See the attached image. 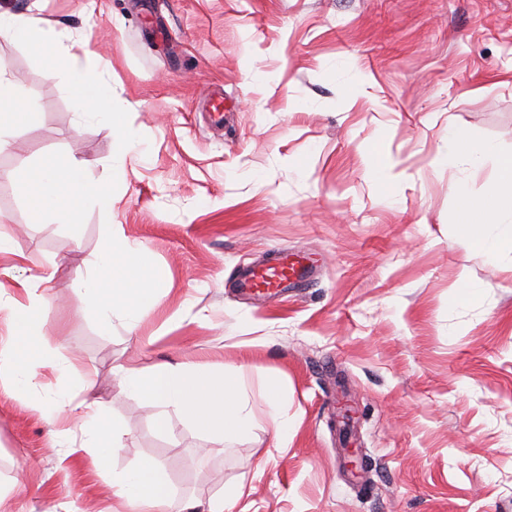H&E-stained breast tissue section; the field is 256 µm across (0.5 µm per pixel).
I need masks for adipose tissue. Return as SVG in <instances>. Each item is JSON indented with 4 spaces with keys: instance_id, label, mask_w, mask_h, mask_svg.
Returning a JSON list of instances; mask_svg holds the SVG:
<instances>
[{
    "instance_id": "obj_1",
    "label": "adipose tissue",
    "mask_w": 512,
    "mask_h": 512,
    "mask_svg": "<svg viewBox=\"0 0 512 512\" xmlns=\"http://www.w3.org/2000/svg\"><path fill=\"white\" fill-rule=\"evenodd\" d=\"M42 0H32L26 11L0 7V38L22 42L46 63L48 77L60 79L70 97L78 120L91 119L109 124L117 143L112 172H125L126 159L137 141L120 113L112 107V96L90 94L95 78L82 63L64 30L42 16ZM19 81L6 67H0V150L7 147L27 114L18 96ZM448 151L468 163L495 156L498 167L512 175V153L495 154L491 144L469 140L463 133L448 134ZM27 196L32 219L37 224L77 223L85 206L102 212L112 209V186L92 176L87 162L67 152L45 156L23 166L15 174ZM460 207L477 218L478 231H464L466 244L487 252H512V193L490 187L485 198L461 196ZM144 252L112 225L89 274L75 281L74 289L85 301V313L105 329L114 324L137 326L142 307L140 296L151 290L153 281L143 279ZM52 274L17 279L20 298L0 300V313L11 324L7 336H0V386L31 396L32 404L50 420L80 416L84 425L81 450L88 453L98 471L111 472L107 437H120V427H107L103 412L75 399L71 388L36 395L44 368L51 361L34 347L33 341L44 324L43 312L50 299L43 290ZM28 345L26 358L17 359L19 345ZM122 386L132 397L159 408L175 407L189 422L204 427L217 441L239 439L255 426V414L238 375L230 370H213L200 364H182L155 373L135 367H120ZM112 497L124 512H162L170 497V486L154 461L144 460L131 470L111 472Z\"/></svg>"
}]
</instances>
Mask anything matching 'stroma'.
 Returning a JSON list of instances; mask_svg holds the SVG:
<instances>
[{
	"label": "stroma",
	"mask_w": 512,
	"mask_h": 512,
	"mask_svg": "<svg viewBox=\"0 0 512 512\" xmlns=\"http://www.w3.org/2000/svg\"><path fill=\"white\" fill-rule=\"evenodd\" d=\"M85 2L42 14L88 42L140 142L123 179L111 129L78 123L44 63L0 39L31 112L0 151V286L55 272L39 343L61 366L43 392L81 381L123 431L113 471L159 463L166 512L231 489L232 512H512V252L458 242L455 193L512 177L494 156L448 152L455 129L512 153V0H96L90 15ZM57 151L111 179V213L33 223L13 173ZM373 153L396 161L400 187ZM114 224L157 279L132 331L85 317L73 289ZM283 252L313 268L306 288L238 293L241 271ZM184 362L243 376L249 436L218 442L173 409L159 429L112 373ZM271 383L294 425L284 449ZM80 442L0 394V512H112L111 473ZM269 414L274 420V428L271 434L273 447L287 448L292 426L287 417L280 415V397L277 389L271 386L265 399Z\"/></svg>",
	"instance_id": "1"
}]
</instances>
